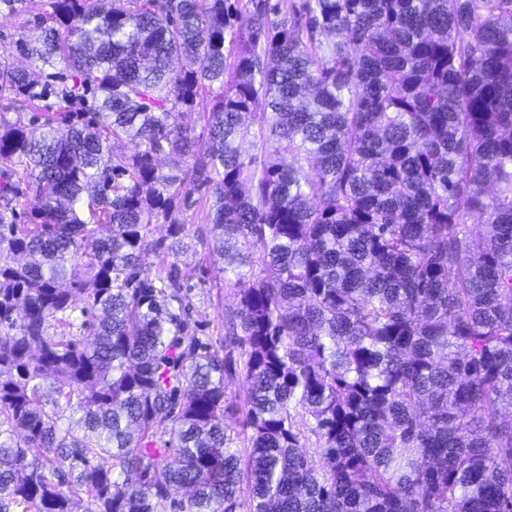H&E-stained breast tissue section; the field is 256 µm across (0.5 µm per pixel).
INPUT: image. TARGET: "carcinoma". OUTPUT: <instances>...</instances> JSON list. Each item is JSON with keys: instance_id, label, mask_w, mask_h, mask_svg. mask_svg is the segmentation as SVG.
Returning <instances> with one entry per match:
<instances>
[{"instance_id": "obj_1", "label": "carcinoma", "mask_w": 512, "mask_h": 512, "mask_svg": "<svg viewBox=\"0 0 512 512\" xmlns=\"http://www.w3.org/2000/svg\"><path fill=\"white\" fill-rule=\"evenodd\" d=\"M31 4L0 0V512H512V0ZM202 188L236 361L150 275Z\"/></svg>"}]
</instances>
